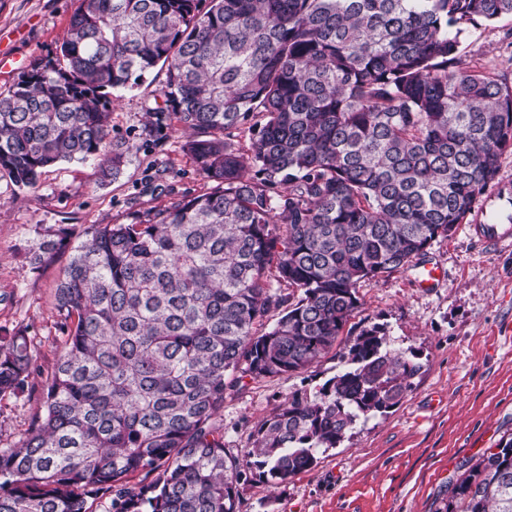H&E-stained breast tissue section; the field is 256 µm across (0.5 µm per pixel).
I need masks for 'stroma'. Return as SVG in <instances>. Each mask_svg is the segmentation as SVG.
I'll return each mask as SVG.
<instances>
[{"label": "stroma", "mask_w": 512, "mask_h": 512, "mask_svg": "<svg viewBox=\"0 0 512 512\" xmlns=\"http://www.w3.org/2000/svg\"><path fill=\"white\" fill-rule=\"evenodd\" d=\"M81 0H0V92L35 63L54 56ZM512 17L468 28L461 66L512 69ZM154 73L112 95L116 136L137 143L117 181L99 184L91 162L47 168L35 188L18 190L0 178V335L24 327L40 371L23 392L0 399V448L23 438L42 410V388L63 350L54 288L71 247L52 265L33 268L31 250L48 227L85 228L126 220L130 208L167 204L140 195L156 170H175L174 196L203 193L207 182L182 145L166 131L145 145L146 108L161 94ZM441 270L437 287L417 285L419 268ZM360 306L334 353L309 369L276 378H244L224 398V448L242 457L252 429L294 391L318 389L346 367L344 355L361 330L384 329L390 348L414 351L421 365L405 399L359 421L318 464L277 488L258 479L239 487L241 512H435L450 499L462 467L502 435L512 434V252L482 250L464 226L434 241L425 255L381 274L359 290Z\"/></svg>", "instance_id": "1"}]
</instances>
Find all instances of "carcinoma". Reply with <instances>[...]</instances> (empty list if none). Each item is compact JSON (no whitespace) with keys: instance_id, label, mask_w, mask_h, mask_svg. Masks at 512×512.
I'll use <instances>...</instances> for the list:
<instances>
[{"instance_id":"obj_1","label":"carcinoma","mask_w":512,"mask_h":512,"mask_svg":"<svg viewBox=\"0 0 512 512\" xmlns=\"http://www.w3.org/2000/svg\"><path fill=\"white\" fill-rule=\"evenodd\" d=\"M504 15L512 0H81L56 57L0 93V178L24 191L92 160L117 180L138 146L112 138L110 95L158 67L149 135L190 132L210 187L45 230L39 267L85 240L54 291L65 348L43 411L0 449V512H89L101 491L109 512H237L240 484H288L399 404L421 364L373 326L347 369L254 427L244 458L224 448L227 392L335 350L358 289L449 237L495 182L512 77L463 69L458 50ZM34 373L27 330L0 336V397ZM436 512H512V437Z\"/></svg>"}]
</instances>
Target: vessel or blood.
I'll return each mask as SVG.
<instances>
[{"instance_id": "b4317fda", "label": "vessel or blood", "mask_w": 512, "mask_h": 512, "mask_svg": "<svg viewBox=\"0 0 512 512\" xmlns=\"http://www.w3.org/2000/svg\"><path fill=\"white\" fill-rule=\"evenodd\" d=\"M472 215L467 229L483 248L512 249V180L497 182L493 193L482 195Z\"/></svg>"}]
</instances>
